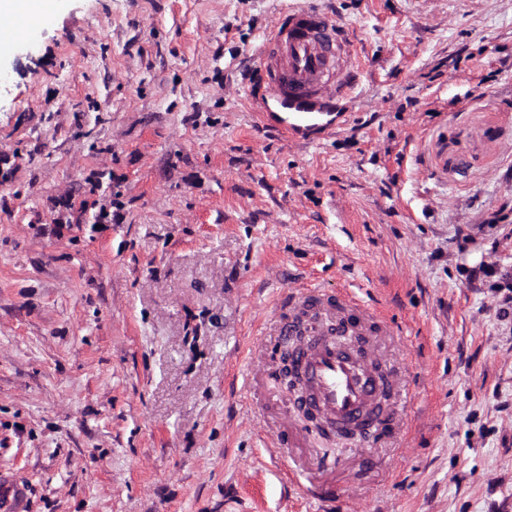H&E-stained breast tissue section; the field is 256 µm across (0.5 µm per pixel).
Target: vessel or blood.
Returning <instances> with one entry per match:
<instances>
[{
  "label": "vessel or blood",
  "instance_id": "b4317fda",
  "mask_svg": "<svg viewBox=\"0 0 512 512\" xmlns=\"http://www.w3.org/2000/svg\"><path fill=\"white\" fill-rule=\"evenodd\" d=\"M348 32L326 13L291 6L279 17L275 33L257 50L263 75V117L290 137L318 138L329 134L345 117L340 103L355 87L360 64ZM291 311L280 336L299 328L309 339L302 370L318 411L332 434L345 444L367 438L388 442L394 437L392 413L372 411L376 396L391 388L395 405L408 402L396 365L384 377L368 372L351 342L355 336H385L381 314L355 292L332 295L308 286L285 301ZM0 512H27L26 489L11 472L0 470Z\"/></svg>",
  "mask_w": 512,
  "mask_h": 512
}]
</instances>
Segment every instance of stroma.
Segmentation results:
<instances>
[{
	"mask_svg": "<svg viewBox=\"0 0 512 512\" xmlns=\"http://www.w3.org/2000/svg\"><path fill=\"white\" fill-rule=\"evenodd\" d=\"M293 2L61 0L0 52V467L28 512H512V0H301L364 62L313 142L258 118ZM312 279L391 329L398 448L294 429L268 378ZM383 374L385 375L386 382L392 386L394 406L398 407L406 404L410 399V393L403 385L397 366L389 361V365Z\"/></svg>",
	"mask_w": 512,
	"mask_h": 512,
	"instance_id": "stroma-1",
	"label": "stroma"
}]
</instances>
